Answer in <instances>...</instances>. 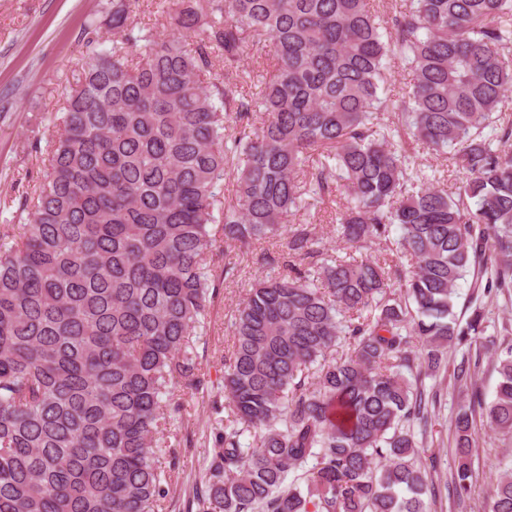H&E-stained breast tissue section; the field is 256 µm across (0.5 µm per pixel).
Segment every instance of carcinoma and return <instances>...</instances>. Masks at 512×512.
<instances>
[{
	"mask_svg": "<svg viewBox=\"0 0 512 512\" xmlns=\"http://www.w3.org/2000/svg\"><path fill=\"white\" fill-rule=\"evenodd\" d=\"M133 2L112 0V47L99 24L85 28L46 181L23 204V233L0 242V512H156L164 395L202 383L192 336L219 233L282 243L259 258L278 276L235 315L210 512H430L436 465L417 434L437 394L413 374L481 343L500 376L487 416L512 433V346L482 340L480 312H454L471 271L512 289V61L500 52L512 0H401L387 18L369 0H172L164 37L134 24ZM249 52L273 62L256 97L243 91ZM392 55L409 69L400 95L388 92ZM401 129L456 150L468 173L457 191L411 164ZM228 168L236 198L219 221ZM340 185L338 237L395 229L398 260L313 261L319 241L293 217ZM477 368L462 359L455 382ZM474 412L455 417L460 498ZM311 459L306 488L288 481ZM491 512H512V471Z\"/></svg>",
	"mask_w": 512,
	"mask_h": 512,
	"instance_id": "obj_1",
	"label": "carcinoma"
}]
</instances>
